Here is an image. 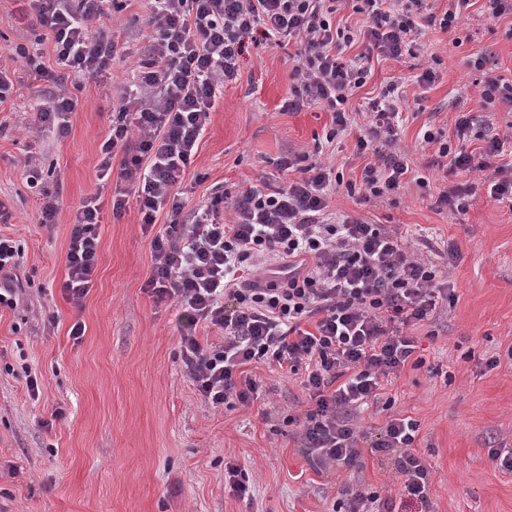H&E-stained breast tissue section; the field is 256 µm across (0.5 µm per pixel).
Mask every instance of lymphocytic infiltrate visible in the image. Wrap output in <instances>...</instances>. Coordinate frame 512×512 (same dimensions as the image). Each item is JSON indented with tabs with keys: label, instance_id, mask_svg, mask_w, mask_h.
I'll return each mask as SVG.
<instances>
[{
	"label": "lymphocytic infiltrate",
	"instance_id": "f902f5d3",
	"mask_svg": "<svg viewBox=\"0 0 512 512\" xmlns=\"http://www.w3.org/2000/svg\"><path fill=\"white\" fill-rule=\"evenodd\" d=\"M107 0H30L33 19L53 38L56 69L40 55L18 50L28 77L51 90L36 109L38 127L69 131L77 100L65 76L97 78L117 53L112 31L90 30L105 14ZM470 0H453L435 14L428 0H152L151 31L139 82L124 91L100 146L99 180L134 181L144 226L163 221L151 241L146 282L156 302L182 308L188 327L179 348L190 378L214 407L248 404L256 380L244 376L251 363H268L291 374L313 403L298 420L297 440L311 465L329 473L359 468L365 453L390 459L406 506L427 504L430 472L413 453L419 424L409 417L387 420L378 437L353 422L375 397L380 383L405 366L421 367L416 341L406 328L453 303L447 273L417 256L397 231L329 210L333 190L390 198L410 172L398 151L391 82L369 104L362 128L346 105L363 87L373 56L400 59L422 51V28L455 31ZM364 15L361 32L336 26L337 8ZM363 50L349 60L346 47ZM295 45L291 108L320 104L332 115L327 141L357 131L359 154H371L359 179L333 174L306 152L289 154L281 170L288 185H250L215 192L186 211L179 176L196 154L225 84L237 81L248 47ZM470 116L456 123L457 145L442 131L425 128L422 141L447 161V174L482 172L492 200L512 207V164L498 163L503 141L486 138L480 154L468 152ZM230 220H223V208ZM100 208L83 202L74 213L62 291L81 306L92 286L100 241ZM313 329H304L306 321ZM217 328L221 342L204 344L198 324Z\"/></svg>",
	"mask_w": 512,
	"mask_h": 512
}]
</instances>
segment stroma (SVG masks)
Segmentation results:
<instances>
[{"label": "stroma", "mask_w": 512, "mask_h": 512, "mask_svg": "<svg viewBox=\"0 0 512 512\" xmlns=\"http://www.w3.org/2000/svg\"><path fill=\"white\" fill-rule=\"evenodd\" d=\"M149 8V0H130L103 18L124 56L110 74L82 82L61 137L36 127L45 85L13 60L24 47L55 68L52 40L33 23L27 0H0V68L14 82L12 98L0 105V205L11 215L0 234L23 249L14 271L18 304L0 309V512H332L347 484L401 502L392 465L374 455L333 476L308 464L285 422L310 407L298 376L246 365L262 390L245 407L215 408L196 391L178 345L186 329L181 309L155 303L145 290L153 234L136 204L113 216V185L98 178L110 112L149 42ZM420 41L417 57L373 58L349 109L366 111L383 84L402 83L398 147L429 190L408 182L391 201L341 191L329 202L333 211L396 229L417 255L436 250L456 300L411 327L424 367L383 382L381 402L357 421L375 432L395 416L418 422L415 452L430 471L427 512H512V472L488 455L512 448V209L489 198L480 174L446 176L435 148L420 139L426 124L455 139L464 113L487 134L512 131V106L485 108L482 74L469 64L482 56L495 75L512 77V16L491 17L486 0H472L454 34L426 28ZM435 55L442 59L437 78L419 87L414 78ZM292 65L275 45L241 57L238 81L225 86L180 178L187 209L263 175L287 185L277 163L297 151L315 153L344 177L359 175L368 158L358 155L355 135L326 142L331 115L321 105L286 109ZM29 163L41 173L39 187L26 181ZM459 183L475 188L467 212L437 211L435 196ZM46 193L59 201L49 227L40 222ZM91 197L101 200L103 224L92 286L77 309L62 292L65 255L74 212ZM77 321L85 332L75 339ZM30 372L40 381L35 397ZM58 409L64 416L56 420ZM47 419L52 427H44ZM229 463L248 472V498L229 490Z\"/></svg>", "instance_id": "1"}]
</instances>
